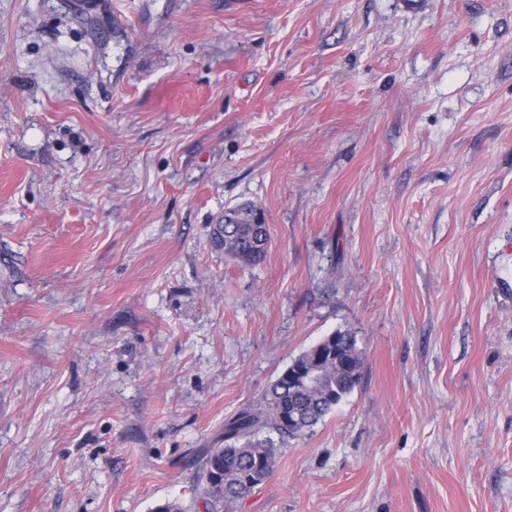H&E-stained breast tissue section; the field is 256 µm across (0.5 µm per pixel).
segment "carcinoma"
<instances>
[{
	"instance_id": "cac0c4a2",
	"label": "carcinoma",
	"mask_w": 512,
	"mask_h": 512,
	"mask_svg": "<svg viewBox=\"0 0 512 512\" xmlns=\"http://www.w3.org/2000/svg\"><path fill=\"white\" fill-rule=\"evenodd\" d=\"M260 209L241 205L227 210V223L212 231L214 244L236 262L253 266L266 254L269 239L267 225L257 222ZM338 341L327 347L319 365L318 386L300 394L291 391L288 371H283L268 387L257 407H248L224 424V447L211 448L203 462L207 512L224 507L247 496L251 482H265L272 474L277 448L258 434L266 429L286 438L309 432L322 421L355 387L353 374H361L363 359L356 337L337 332Z\"/></svg>"
}]
</instances>
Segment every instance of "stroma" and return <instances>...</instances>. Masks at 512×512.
<instances>
[{"label":"stroma","instance_id":"obj_1","mask_svg":"<svg viewBox=\"0 0 512 512\" xmlns=\"http://www.w3.org/2000/svg\"><path fill=\"white\" fill-rule=\"evenodd\" d=\"M507 239L512 0H0V512H205L339 329L358 386L231 512H512ZM227 224H217L212 231L214 244L224 247V254L239 264L253 266L266 254L269 234L267 225L257 222L259 208L241 205L226 210Z\"/></svg>","mask_w":512,"mask_h":512}]
</instances>
